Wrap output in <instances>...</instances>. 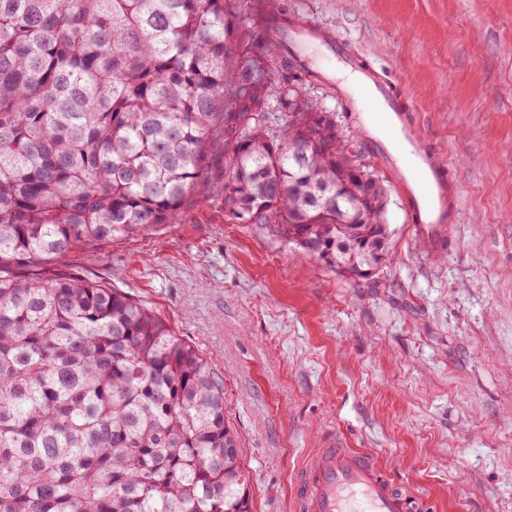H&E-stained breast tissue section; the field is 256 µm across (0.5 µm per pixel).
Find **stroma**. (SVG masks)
<instances>
[{
	"instance_id": "stroma-1",
	"label": "stroma",
	"mask_w": 512,
	"mask_h": 512,
	"mask_svg": "<svg viewBox=\"0 0 512 512\" xmlns=\"http://www.w3.org/2000/svg\"><path fill=\"white\" fill-rule=\"evenodd\" d=\"M385 74L461 189L440 248L416 234L334 81L310 91L389 188V259L359 279L224 214L74 257L139 299L224 376L252 512H297L292 473L330 433L433 512H512V0H288Z\"/></svg>"
}]
</instances>
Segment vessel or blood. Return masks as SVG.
<instances>
[{"mask_svg":"<svg viewBox=\"0 0 512 512\" xmlns=\"http://www.w3.org/2000/svg\"><path fill=\"white\" fill-rule=\"evenodd\" d=\"M298 37L321 46L328 59H342L357 74L350 91L359 106L360 131L393 177L419 237L440 246L443 226L458 223L460 187L418 130L417 116L394 99L389 84L373 68L341 56L321 29L295 23ZM294 491L300 512H428L430 500L400 488L374 455L336 440L299 464Z\"/></svg>","mask_w":512,"mask_h":512,"instance_id":"obj_1","label":"vessel or blood"}]
</instances>
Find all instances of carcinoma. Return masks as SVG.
Masks as SVG:
<instances>
[{"label":"carcinoma","mask_w":512,"mask_h":512,"mask_svg":"<svg viewBox=\"0 0 512 512\" xmlns=\"http://www.w3.org/2000/svg\"><path fill=\"white\" fill-rule=\"evenodd\" d=\"M248 19L288 7L0 0V512H250L223 375L70 264L176 223L212 157L236 223L361 279L382 263L385 187Z\"/></svg>","instance_id":"1"}]
</instances>
